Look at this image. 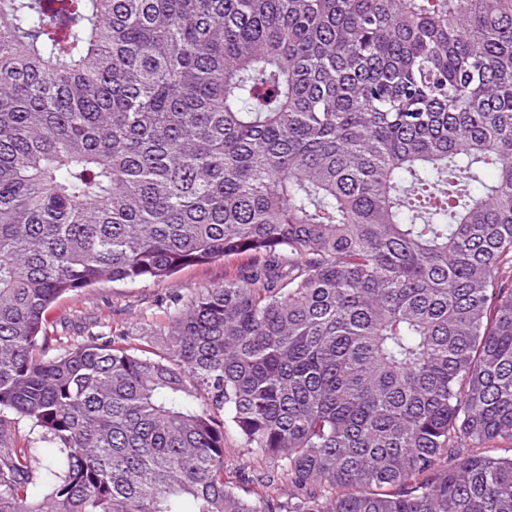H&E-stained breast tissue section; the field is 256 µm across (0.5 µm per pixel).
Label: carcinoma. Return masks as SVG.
I'll return each mask as SVG.
<instances>
[{
    "label": "carcinoma",
    "mask_w": 512,
    "mask_h": 512,
    "mask_svg": "<svg viewBox=\"0 0 512 512\" xmlns=\"http://www.w3.org/2000/svg\"><path fill=\"white\" fill-rule=\"evenodd\" d=\"M231 255L156 357L52 344ZM510 259L512 0H0V512H512ZM246 260L231 256L204 265L188 266L170 278L137 284L105 283L69 294L48 311L49 334L77 345L91 333L125 336L138 347L166 320L175 299H187L200 288L224 283ZM13 433L15 448H27V446H32L37 448L38 453L45 461L53 457L55 448H51L48 444L40 442L37 432H33V430L30 429L28 421L24 419L18 420ZM270 459L258 451L244 448L235 429L224 425V472L241 493L261 490L273 470Z\"/></svg>",
    "instance_id": "obj_1"
}]
</instances>
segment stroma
Here are the masks:
<instances>
[{
  "instance_id": "35a3bbf8",
  "label": "stroma",
  "mask_w": 512,
  "mask_h": 512,
  "mask_svg": "<svg viewBox=\"0 0 512 512\" xmlns=\"http://www.w3.org/2000/svg\"><path fill=\"white\" fill-rule=\"evenodd\" d=\"M244 258L231 256L204 265L188 266L170 278L137 284L105 283L58 300L48 311L49 331L64 344L82 343L93 333L121 335L137 347L153 337L165 321L174 300L187 298L200 288L223 283L236 275ZM224 470L240 492L269 485L270 492L287 499V481L268 484L272 470L268 458L244 447L232 426L224 428Z\"/></svg>"
}]
</instances>
